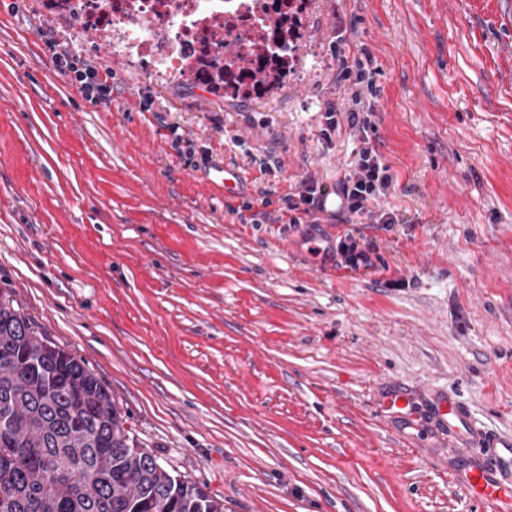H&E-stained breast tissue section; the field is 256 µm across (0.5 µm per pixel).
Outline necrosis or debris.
<instances>
[{
	"mask_svg": "<svg viewBox=\"0 0 512 512\" xmlns=\"http://www.w3.org/2000/svg\"><path fill=\"white\" fill-rule=\"evenodd\" d=\"M271 0H43L73 32L92 28L113 56L134 61L141 77L194 80L224 43L257 42Z\"/></svg>",
	"mask_w": 512,
	"mask_h": 512,
	"instance_id": "necrosis-or-debris-1",
	"label": "necrosis or debris"
}]
</instances>
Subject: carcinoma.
<instances>
[{
	"label": "carcinoma",
	"instance_id": "obj_1",
	"mask_svg": "<svg viewBox=\"0 0 512 512\" xmlns=\"http://www.w3.org/2000/svg\"><path fill=\"white\" fill-rule=\"evenodd\" d=\"M284 24L268 15L267 39L293 36ZM285 64L228 50L205 84L248 97L275 87ZM0 512H224V501L166 470L99 380L0 292Z\"/></svg>",
	"mask_w": 512,
	"mask_h": 512
}]
</instances>
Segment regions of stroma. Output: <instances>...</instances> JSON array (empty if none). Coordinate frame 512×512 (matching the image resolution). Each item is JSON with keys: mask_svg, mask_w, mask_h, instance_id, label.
I'll use <instances>...</instances> for the list:
<instances>
[{"mask_svg": "<svg viewBox=\"0 0 512 512\" xmlns=\"http://www.w3.org/2000/svg\"><path fill=\"white\" fill-rule=\"evenodd\" d=\"M301 33L296 71L241 98L142 81L0 0V291L224 512H490L457 472L512 436V0H308ZM51 38L111 70V104ZM366 54L399 223H252L352 169L357 133L324 139L323 114ZM348 234L376 270L323 259ZM394 389L448 395L473 433L380 410ZM47 46L59 70L76 85L85 97L95 104L111 102L112 73L102 66H95L80 56L73 55L66 49H57L58 43L47 41ZM70 74H73L70 76Z\"/></svg>", "mask_w": 512, "mask_h": 512, "instance_id": "35a3bbf8", "label": "stroma"}]
</instances>
